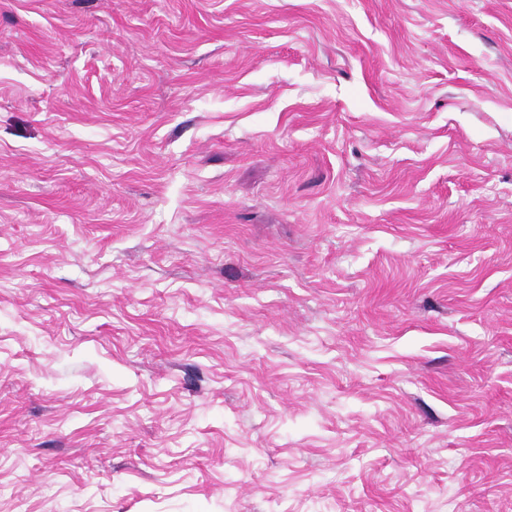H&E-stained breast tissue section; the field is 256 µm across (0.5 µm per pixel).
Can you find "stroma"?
Segmentation results:
<instances>
[{"label":"stroma","mask_w":512,"mask_h":512,"mask_svg":"<svg viewBox=\"0 0 512 512\" xmlns=\"http://www.w3.org/2000/svg\"><path fill=\"white\" fill-rule=\"evenodd\" d=\"M0 512H512V0H0Z\"/></svg>","instance_id":"stroma-1"}]
</instances>
